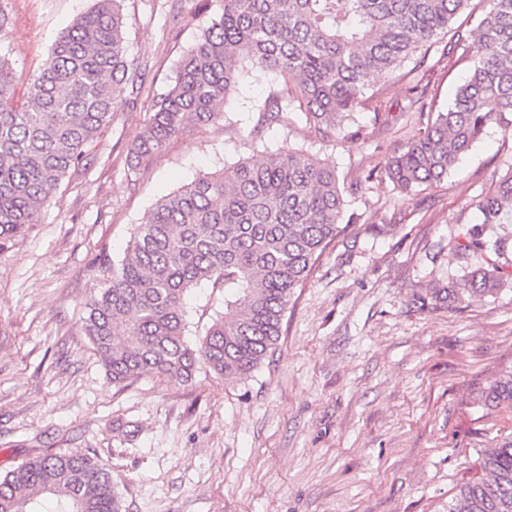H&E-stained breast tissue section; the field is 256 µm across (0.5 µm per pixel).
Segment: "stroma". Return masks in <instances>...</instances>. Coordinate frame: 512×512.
I'll use <instances>...</instances> for the list:
<instances>
[{
    "mask_svg": "<svg viewBox=\"0 0 512 512\" xmlns=\"http://www.w3.org/2000/svg\"><path fill=\"white\" fill-rule=\"evenodd\" d=\"M93 0H0L13 17L0 53L17 91L58 32ZM221 0H125L131 57L146 67L135 106L121 107L86 173L63 181L22 242L0 253V473L44 453L96 454L111 469L122 512H448L480 473L487 449L512 436V407L477 402L512 369V288L453 309L413 295L460 279L454 244L479 221L472 202L512 164V136L492 127L447 179L399 193L368 174L411 137L408 80L373 76L371 94L397 110L389 127L327 142L304 121L248 135L277 88L272 74L240 80L223 119L192 129L130 173L127 148L154 95L167 90L184 51ZM482 53L437 66L430 89L446 104ZM304 150L360 183L348 225L297 289L273 351L248 378L208 369L190 381L145 375L113 385L82 327L91 291L110 277L135 224L162 197L267 151ZM190 344L217 312L220 288L186 298Z\"/></svg>",
    "mask_w": 512,
    "mask_h": 512,
    "instance_id": "stroma-1",
    "label": "stroma"
}]
</instances>
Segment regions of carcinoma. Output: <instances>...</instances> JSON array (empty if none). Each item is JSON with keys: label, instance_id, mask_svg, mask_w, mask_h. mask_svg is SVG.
Returning <instances> with one entry per match:
<instances>
[{"label": "carcinoma", "instance_id": "carcinoma-1", "mask_svg": "<svg viewBox=\"0 0 512 512\" xmlns=\"http://www.w3.org/2000/svg\"><path fill=\"white\" fill-rule=\"evenodd\" d=\"M475 1L483 55L442 110L430 82L409 88L420 128L381 166L380 179L400 193L431 189L486 129H512V0H223L148 106L127 148L130 167L148 166L189 128L223 117L244 64L279 85L249 135L297 111L329 141L368 100L371 76H395L444 37L438 62L453 67L467 40L455 20ZM123 2L95 0L62 29L20 104L14 68L0 54V253L42 223L65 178L87 170L91 146L120 104L137 99L146 69L128 54ZM345 206L336 170L302 150L240 159L162 198L133 228L107 287L85 303L83 328L112 384L144 374L189 379L199 365L228 381L254 371L277 343L295 290L344 231ZM476 208L480 222L455 245L471 264L459 280L417 295L421 307L455 308L512 287L505 238L487 234L512 213V165ZM202 283L224 289V315L193 347L185 297ZM479 402L512 406V370ZM481 470L448 512H512V437L485 452ZM0 512H121V501L96 457L50 453L0 474Z\"/></svg>", "mask_w": 512, "mask_h": 512}]
</instances>
